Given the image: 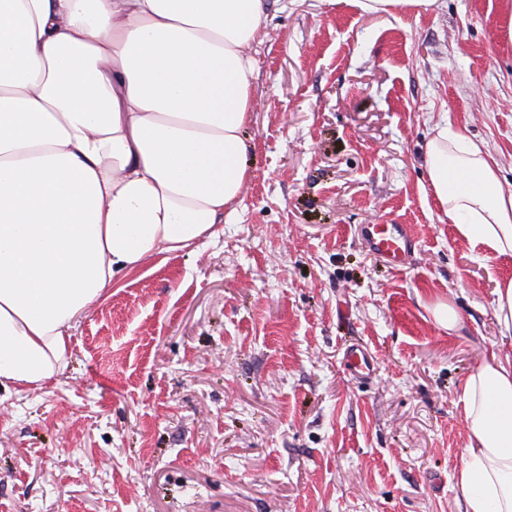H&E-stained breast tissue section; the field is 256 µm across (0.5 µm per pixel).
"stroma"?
<instances>
[{
    "instance_id": "1",
    "label": "stroma",
    "mask_w": 512,
    "mask_h": 512,
    "mask_svg": "<svg viewBox=\"0 0 512 512\" xmlns=\"http://www.w3.org/2000/svg\"><path fill=\"white\" fill-rule=\"evenodd\" d=\"M262 25L223 235L113 280L62 372L0 400V512H463L460 398L512 257L458 236L423 158L466 130L512 192V0H276ZM364 224L409 226L403 265ZM433 2L434 0H358L357 4L364 12L403 13L427 7ZM345 369L354 378H366L374 371V359L362 346L351 345L345 354Z\"/></svg>"
}]
</instances>
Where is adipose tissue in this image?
<instances>
[{"label":"adipose tissue","mask_w":512,"mask_h":512,"mask_svg":"<svg viewBox=\"0 0 512 512\" xmlns=\"http://www.w3.org/2000/svg\"><path fill=\"white\" fill-rule=\"evenodd\" d=\"M269 0H0V388L55 378L119 275L214 241L250 177L241 136ZM489 151L439 125L428 184L460 236L512 256ZM464 512H512V350L463 387Z\"/></svg>","instance_id":"obj_1"}]
</instances>
